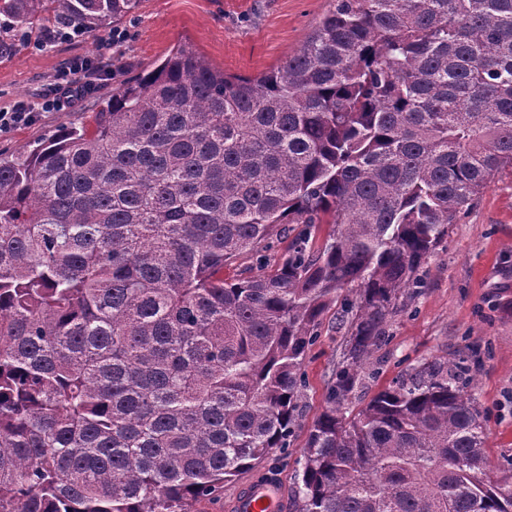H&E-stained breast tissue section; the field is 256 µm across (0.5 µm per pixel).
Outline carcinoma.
<instances>
[{
    "instance_id": "1",
    "label": "carcinoma",
    "mask_w": 512,
    "mask_h": 512,
    "mask_svg": "<svg viewBox=\"0 0 512 512\" xmlns=\"http://www.w3.org/2000/svg\"><path fill=\"white\" fill-rule=\"evenodd\" d=\"M138 5L0 0V61ZM506 166L512 0H331L254 79L180 45L0 158V512H190L287 447L333 303L351 334L293 512H512L457 363L351 410L398 294ZM279 224L278 263L224 278ZM296 225L297 224H279V226L276 227L275 233H277V237L276 239L274 237L273 247L265 253H262L266 255L268 262L272 264L288 252V245L292 239V234L288 232V227L292 229Z\"/></svg>"
}]
</instances>
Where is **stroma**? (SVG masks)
Masks as SVG:
<instances>
[{
  "instance_id": "1",
  "label": "stroma",
  "mask_w": 512,
  "mask_h": 512,
  "mask_svg": "<svg viewBox=\"0 0 512 512\" xmlns=\"http://www.w3.org/2000/svg\"><path fill=\"white\" fill-rule=\"evenodd\" d=\"M330 7V0H140L113 25L121 41L104 34L45 47L31 41L0 62V108L36 102L41 90L76 59L107 67L98 89L66 112L40 114L32 125L0 132V153L35 147L90 122L112 92L134 82L177 46L191 45L213 68L255 78L297 54ZM417 297L388 318L386 340L375 350L376 378L361 393L370 399L396 378L434 359L462 362L471 394L485 417L492 463L512 455V168L493 176L476 203L461 214L435 254L418 271ZM347 329L335 307L320 318L318 336L303 361L307 389L288 448L268 465L286 496L301 481L303 450L314 419L325 407L333 372L345 354Z\"/></svg>"
}]
</instances>
